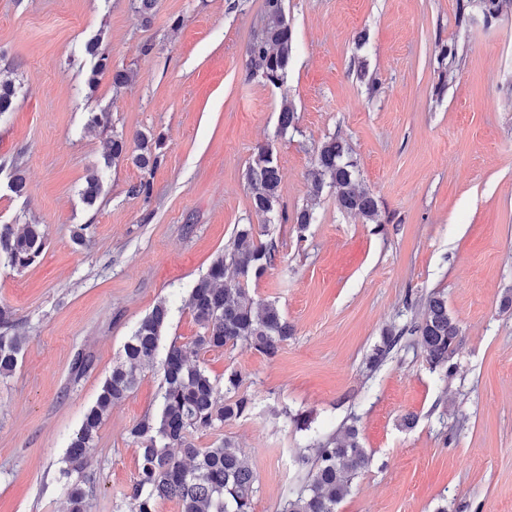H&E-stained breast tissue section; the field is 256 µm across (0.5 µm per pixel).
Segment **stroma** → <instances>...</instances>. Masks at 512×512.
<instances>
[{
	"label": "stroma",
	"instance_id": "1",
	"mask_svg": "<svg viewBox=\"0 0 512 512\" xmlns=\"http://www.w3.org/2000/svg\"><path fill=\"white\" fill-rule=\"evenodd\" d=\"M457 3L285 0L294 52L277 88L242 60L263 0H157L147 20L134 0H0V69L16 87L0 115V224L47 232L32 266L0 262V303L24 338L0 378V512H65L69 439L127 337L163 300L157 359L191 344L199 327L184 301L245 224L276 254L247 286L276 302L292 334L271 358L241 343L194 354L216 382L240 373L253 408L192 441L241 448L257 477L254 512H279L304 476L300 457L349 426L371 462L337 512H512V8L488 21L475 6L464 19ZM99 35L133 82L116 88L106 75L89 87L86 45ZM445 44L456 51L449 79ZM285 96L297 114L282 135ZM102 110L110 133H151L164 147L153 170L106 169L90 207L81 190L106 134L87 122ZM332 137L350 145L382 221L342 211L328 189L297 232L315 151ZM266 143L281 201L265 224L245 171ZM142 180L150 199L127 193ZM434 294L460 328L452 374L410 335L369 373L383 332L412 327ZM80 353L92 365L78 376ZM161 383L145 370L103 421L87 512L125 505L139 458L129 431L159 412ZM300 414L309 429H297Z\"/></svg>",
	"mask_w": 512,
	"mask_h": 512
}]
</instances>
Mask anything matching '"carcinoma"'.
Wrapping results in <instances>:
<instances>
[{"label": "carcinoma", "mask_w": 512, "mask_h": 512, "mask_svg": "<svg viewBox=\"0 0 512 512\" xmlns=\"http://www.w3.org/2000/svg\"><path fill=\"white\" fill-rule=\"evenodd\" d=\"M101 44L102 38L98 37L87 45V52L97 58L89 83L97 82L98 76L106 72L112 74V84L117 88L131 83L134 73L111 69ZM293 51L284 0H264L262 26L246 48L248 71L279 87L286 81ZM15 94L13 82L0 78V114L11 109ZM295 120V105L285 96L279 112L280 133H286ZM133 143L131 147L125 138L112 136L103 155L104 165L129 160L141 169L155 167L161 139L137 132ZM245 178L252 190L255 213L266 216L279 205L280 176L271 145L257 149ZM307 180L312 199L333 188L340 209L359 216L365 224L382 223L378 201L362 187L358 165L345 141L333 137L317 147ZM102 191V177L95 169L86 177L81 195L91 206ZM44 246L45 229L41 224L0 225V257L14 269L33 265ZM274 260V249L257 239L253 225L236 231L230 249L212 261L206 275L196 281L189 294L188 308L202 329L192 341L194 349L222 348L242 342L268 357L276 356L290 335L281 310L272 301L254 298L240 281L226 279L230 267L244 279L258 278ZM167 320V305L160 301L138 323L124 344L123 359L113 366L95 405L86 412L72 436L65 455V473L70 478L66 512H86L85 472L92 463L95 437L112 407L135 388L143 369L154 364ZM17 326L13 309L1 304L0 378L9 377L18 364L22 342L15 333ZM413 332L431 366L452 373L450 361L456 350L459 326L442 297L427 299ZM401 340L400 333H386L382 345L369 357V369H376ZM161 370L159 414L144 417L130 430L140 455L127 496L128 512H156L161 500L177 501L181 512H253L256 475L242 451L229 440L208 448H198L189 440L194 431L219 428L251 411L252 400L239 394L240 374L232 371L224 377L221 396L206 369L192 363L188 348L177 344L170 346ZM369 460L353 428L320 444L313 458H301L305 476L284 502L282 512H336V506L350 494L354 478L368 466Z\"/></svg>", "instance_id": "1"}]
</instances>
